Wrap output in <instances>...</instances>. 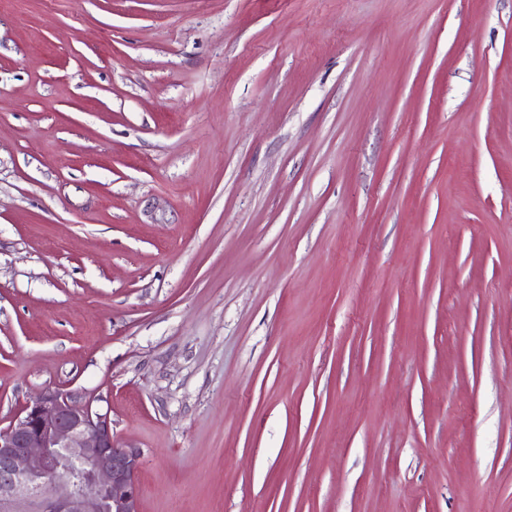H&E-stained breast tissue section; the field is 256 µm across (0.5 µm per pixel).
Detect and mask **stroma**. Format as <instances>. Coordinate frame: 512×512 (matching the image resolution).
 <instances>
[{"label":"stroma","instance_id":"1","mask_svg":"<svg viewBox=\"0 0 512 512\" xmlns=\"http://www.w3.org/2000/svg\"><path fill=\"white\" fill-rule=\"evenodd\" d=\"M141 512H512V0H0V429ZM141 463L107 414L48 389L0 429V512H141Z\"/></svg>","mask_w":512,"mask_h":512}]
</instances>
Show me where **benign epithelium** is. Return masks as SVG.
<instances>
[{"mask_svg": "<svg viewBox=\"0 0 512 512\" xmlns=\"http://www.w3.org/2000/svg\"><path fill=\"white\" fill-rule=\"evenodd\" d=\"M141 463L107 415L48 389L0 429V512H141Z\"/></svg>", "mask_w": 512, "mask_h": 512, "instance_id": "1", "label": "benign epithelium"}]
</instances>
